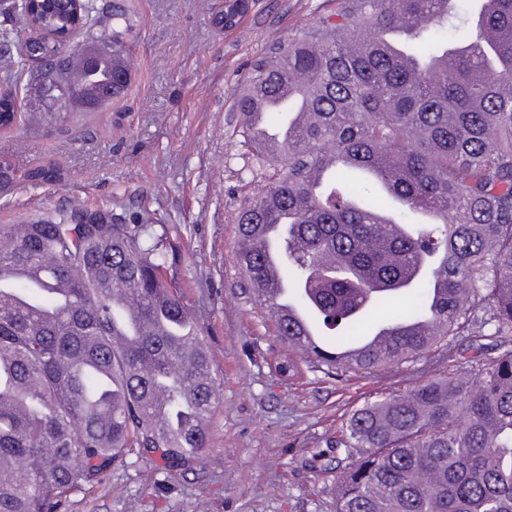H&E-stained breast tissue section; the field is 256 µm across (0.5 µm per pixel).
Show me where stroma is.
I'll use <instances>...</instances> for the list:
<instances>
[{"label":"stroma","mask_w":512,"mask_h":512,"mask_svg":"<svg viewBox=\"0 0 512 512\" xmlns=\"http://www.w3.org/2000/svg\"><path fill=\"white\" fill-rule=\"evenodd\" d=\"M128 37L132 82L70 135L57 123L0 135V156L25 168L63 163L64 181L0 193V224H26L80 204H110L175 224L168 270L205 334L222 385L209 449L175 471L128 449L102 483H82L61 512H334L330 455L350 412L402 394L446 369L428 355L371 373L326 374L288 348L255 310L234 262L238 215L268 184L241 144L236 102L254 64L333 10L334 0H251L232 29L224 0H136ZM293 358L297 371L280 375Z\"/></svg>","instance_id":"1"}]
</instances>
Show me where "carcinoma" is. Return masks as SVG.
<instances>
[{"label":"carcinoma","mask_w":512,"mask_h":512,"mask_svg":"<svg viewBox=\"0 0 512 512\" xmlns=\"http://www.w3.org/2000/svg\"><path fill=\"white\" fill-rule=\"evenodd\" d=\"M450 0H336V8L260 61L236 103L257 164L266 146L252 117L288 98V136L267 190L238 220L244 287L275 305L265 232L282 228L278 278L321 326L315 362L333 373L399 366L460 337L473 373L441 374L404 395L366 401L341 438L336 512H512V0H483L459 26ZM99 0H26L17 69L0 83V122L17 111L41 59L57 57L55 90L101 105L98 79L125 91L129 0L112 2V53L100 73H74L58 45L91 29ZM399 26L413 41L392 53ZM453 28L445 40L439 30ZM378 170L390 197L438 224H384V195L356 174ZM42 161L18 180H62ZM174 229L112 208L0 224V512H59L128 448L174 470L209 446L219 382L203 330L167 279ZM350 265H326L328 254ZM427 322L428 336L407 332ZM275 333L294 348L284 318ZM386 328L390 339L354 364L341 354Z\"/></svg>","instance_id":"cac0c4a2"}]
</instances>
